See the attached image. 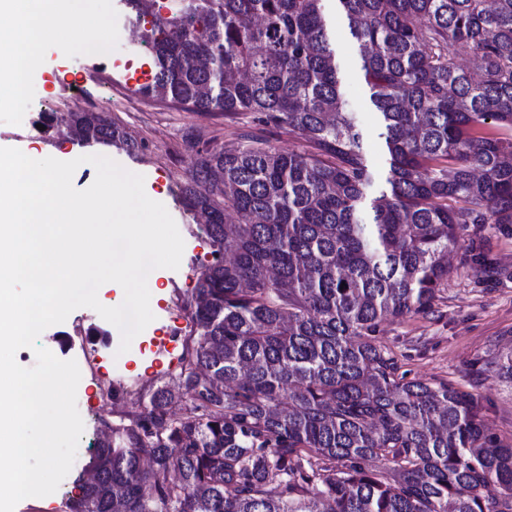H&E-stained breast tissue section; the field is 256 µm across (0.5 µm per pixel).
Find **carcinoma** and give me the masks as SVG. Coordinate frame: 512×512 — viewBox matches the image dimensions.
Here are the masks:
<instances>
[{"mask_svg": "<svg viewBox=\"0 0 512 512\" xmlns=\"http://www.w3.org/2000/svg\"><path fill=\"white\" fill-rule=\"evenodd\" d=\"M358 49L387 171L345 110L325 2ZM140 95L309 142L196 150L212 261L179 371L102 421L64 512H512V446L468 392L408 380L382 324L434 315L448 250L512 225V0H124ZM469 52L468 65L458 62ZM44 133L137 151L108 112Z\"/></svg>", "mask_w": 512, "mask_h": 512, "instance_id": "1", "label": "carcinoma"}]
</instances>
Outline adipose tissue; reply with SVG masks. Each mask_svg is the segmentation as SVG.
I'll return each instance as SVG.
<instances>
[{
    "mask_svg": "<svg viewBox=\"0 0 512 512\" xmlns=\"http://www.w3.org/2000/svg\"><path fill=\"white\" fill-rule=\"evenodd\" d=\"M77 12V0H0V16L10 20L0 29V40L11 45L9 52H0V92L22 102L30 77L42 66L44 45Z\"/></svg>",
    "mask_w": 512,
    "mask_h": 512,
    "instance_id": "obj_1",
    "label": "adipose tissue"
}]
</instances>
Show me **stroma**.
Segmentation results:
<instances>
[{
  "label": "stroma",
  "instance_id": "obj_1",
  "mask_svg": "<svg viewBox=\"0 0 512 512\" xmlns=\"http://www.w3.org/2000/svg\"><path fill=\"white\" fill-rule=\"evenodd\" d=\"M84 12V18L67 21L69 37L65 45L46 46L42 68L27 84L25 106L17 107L8 98L0 100V147L24 152L34 149L61 161L86 154L104 155L143 175L147 196L162 203L176 222L184 251L178 269L152 271L155 287L150 291V308L154 319L133 339L127 352L119 350V330L109 328L106 320L87 307L74 310L64 322L48 327L39 336V346L54 349L55 337L71 331L80 321L108 329L111 342L99 350L102 370L81 373L77 406L84 431L69 473L53 494L23 499L15 512H63L62 504L100 436L101 421L112 412L103 384L109 382L133 392L149 382L170 378V358L161 353L160 342L167 333L185 324L187 315L179 301L191 296L195 270L212 259L208 238L181 200L187 182L185 174L191 171L194 159L184 146V138L197 133L213 147L237 145L249 137L269 140L284 152L308 147L304 139L288 130L264 127L253 114L228 122L218 114L190 112L140 97L127 87L126 81L148 65L149 55L146 49L124 39L121 30L127 19L121 0H84ZM330 23L336 28V60L344 75L345 97L359 115L364 151L375 173L383 174L386 156L377 138L356 51L340 17L331 16ZM103 33L108 36L106 53L117 62L110 86L96 69L97 52L87 47L88 41ZM77 85L88 98L87 111L111 113L132 138L145 142V149L129 151L99 145L84 148L63 135L45 138L35 127L36 111H65V101ZM479 256L488 260L487 269L476 264ZM448 269L436 316H414L386 324L381 340L393 352L400 373L407 378L442 379L474 394L483 404L491 432L503 443L512 444V380L497 375L494 366L498 357L512 347V227L489 228L479 233L466 228L458 247L448 253Z\"/></svg>",
  "mask_w": 512,
  "mask_h": 512
}]
</instances>
